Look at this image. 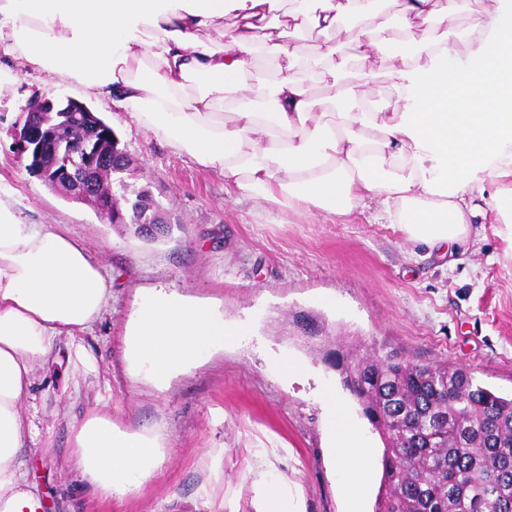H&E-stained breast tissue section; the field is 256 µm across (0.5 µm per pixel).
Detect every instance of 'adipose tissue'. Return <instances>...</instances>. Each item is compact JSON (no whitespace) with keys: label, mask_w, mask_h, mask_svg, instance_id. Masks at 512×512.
<instances>
[{"label":"adipose tissue","mask_w":512,"mask_h":512,"mask_svg":"<svg viewBox=\"0 0 512 512\" xmlns=\"http://www.w3.org/2000/svg\"><path fill=\"white\" fill-rule=\"evenodd\" d=\"M474 3L0 0V54L129 110L239 193L333 215L374 202L408 239L453 253L474 224L512 241V0ZM462 16L470 23L454 34ZM306 30L316 39L308 52ZM386 49L380 73L372 59ZM261 53L280 74L256 85L248 68ZM381 74L388 111L344 109ZM111 300L83 242L24 223L0 198V512H42L17 462L20 407L59 339L86 361L82 336ZM242 331L215 306L160 288L139 305L128 353L161 384ZM323 400L346 512H365L372 449L335 393ZM72 429V463L100 496L127 492L157 461L151 440L107 418Z\"/></svg>","instance_id":"obj_1"}]
</instances>
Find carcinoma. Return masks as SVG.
Here are the masks:
<instances>
[{"mask_svg": "<svg viewBox=\"0 0 512 512\" xmlns=\"http://www.w3.org/2000/svg\"><path fill=\"white\" fill-rule=\"evenodd\" d=\"M118 188L131 200L129 227L139 237L160 204L131 184ZM325 362L383 439L375 512H512V396L458 366L340 350Z\"/></svg>", "mask_w": 512, "mask_h": 512, "instance_id": "obj_1", "label": "carcinoma"}]
</instances>
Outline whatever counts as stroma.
Returning a JSON list of instances; mask_svg holds the SVG:
<instances>
[{
	"instance_id": "1",
	"label": "stroma",
	"mask_w": 512,
	"mask_h": 512,
	"mask_svg": "<svg viewBox=\"0 0 512 512\" xmlns=\"http://www.w3.org/2000/svg\"><path fill=\"white\" fill-rule=\"evenodd\" d=\"M69 98L115 131L137 164L134 186L149 188L171 235L147 241L104 222L45 187L18 158L24 108ZM0 196L24 223L82 241L112 280V305L84 338L93 367L59 343L23 406V470L46 512H255L254 487L263 482L282 485L302 512H345L323 392H335L376 452L384 443L323 360L335 344L359 356L466 367L483 386L512 394V245L496 225H473L451 263L377 209L301 214L226 193L223 175L172 153L127 111L9 59L0 61ZM155 288L214 304L251 333L156 384L126 356L140 296ZM302 314L316 337L304 333ZM289 360L301 370L282 375L276 364ZM92 415L147 436L160 451L126 494L97 496L73 468L71 425Z\"/></svg>"
}]
</instances>
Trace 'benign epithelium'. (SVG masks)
<instances>
[{
	"label": "benign epithelium",
	"instance_id": "benign-epithelium-1",
	"mask_svg": "<svg viewBox=\"0 0 512 512\" xmlns=\"http://www.w3.org/2000/svg\"><path fill=\"white\" fill-rule=\"evenodd\" d=\"M43 113H55L63 121L52 124L32 115L23 119L15 148L29 161L28 170L48 188L91 205L109 223H127L129 202L101 195L96 185V178L110 167L116 150L104 146L97 127L75 134V128L84 123L81 104L49 99Z\"/></svg>",
	"mask_w": 512,
	"mask_h": 512
}]
</instances>
